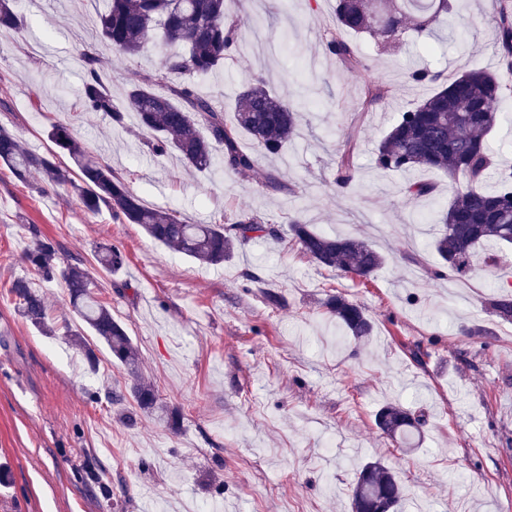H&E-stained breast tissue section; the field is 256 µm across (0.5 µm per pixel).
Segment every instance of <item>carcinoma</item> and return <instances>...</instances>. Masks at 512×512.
<instances>
[{
    "label": "carcinoma",
    "instance_id": "1",
    "mask_svg": "<svg viewBox=\"0 0 512 512\" xmlns=\"http://www.w3.org/2000/svg\"><path fill=\"white\" fill-rule=\"evenodd\" d=\"M451 11L448 0H336V35L327 41V48L345 68H361L363 62L344 34L367 33L396 41L410 24L417 36H428L436 18ZM97 25L101 42L120 54H140L157 31L169 48L161 67L129 86L119 104L112 99L98 49L91 46L78 51L85 71L79 96L83 109L103 113L113 126L123 123L125 113H135L142 144L153 154L175 153L185 166L203 172L215 164L219 151L226 168L246 174L256 167L257 157L242 150L240 132L249 134L260 151L271 157L282 155L296 136L299 111L272 95L260 79L242 87L230 121L224 108L199 91L196 80L223 69L236 50L239 23L226 15L224 0H106ZM21 28L15 0H0V33ZM496 47L497 74L474 68L444 78L426 68L412 71V82L434 88L399 115L375 152V166L382 172L434 169L465 179L440 213L439 233L430 243L443 266L435 272L440 279L449 272L465 276L476 248L486 242L512 245V169L499 168L497 152L487 140L499 123L494 104L512 90L502 79L512 72V0H500ZM48 138L56 150L38 154L20 137L0 128V164L22 181L37 173L40 189H64L89 213L108 206L119 222L140 225L155 241L202 265L224 264L252 238L279 237V229L258 216L230 224H193L172 212L149 207L112 168L85 151L73 125H52ZM59 150L68 154L71 164L58 160ZM354 152V139L349 136L336 165L335 182L341 188L355 181ZM290 228L291 241L319 266L366 279L385 264L383 255L365 238L322 233L300 218L292 219ZM23 258L34 277L59 280L67 288L70 303L91 337L72 330L66 335L83 351L89 369H97L96 350L104 346L126 369L127 390L139 411L178 430L180 413L158 401L154 385L140 372L133 339L112 317L110 306L96 296V284L83 261L61 264L59 243L36 232ZM95 260L111 274L119 272L125 262L122 250L114 244L98 246ZM10 293L22 318L46 336L57 335L45 298L31 280L13 281ZM489 306L497 317L512 320L511 292L498 291ZM324 307L354 341L371 336L372 322L359 304L332 293ZM375 424L406 451L415 447L422 427L419 417L395 403L377 410ZM402 501V487L384 462L362 466L353 490L352 512H398Z\"/></svg>",
    "mask_w": 512,
    "mask_h": 512
}]
</instances>
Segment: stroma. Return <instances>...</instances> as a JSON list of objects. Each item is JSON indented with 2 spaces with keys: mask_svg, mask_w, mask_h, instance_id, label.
<instances>
[{
  "mask_svg": "<svg viewBox=\"0 0 512 512\" xmlns=\"http://www.w3.org/2000/svg\"><path fill=\"white\" fill-rule=\"evenodd\" d=\"M240 22L239 47L199 89L225 113L249 79L298 106L302 119L280 157L254 171L213 166L188 171L156 157L134 134L115 133L99 112L75 113L84 71L79 48L96 38L102 0H18L19 32L0 35V126L47 153L51 125L75 122L85 147L152 207L197 224L256 215L283 239L254 238L234 258L209 267L152 240L109 208L87 214L61 190L39 191L0 166V512H350L358 468L381 458L404 488V512H512V321L487 297L512 280V247L500 268L474 258L469 277L436 279L429 242L455 186L446 172H417L432 196L401 193L403 173H382L375 149L399 114L424 94L409 73L496 70L499 0H454L448 18L422 42L381 46L351 35L365 67L345 69L329 54L335 0H224ZM164 49L149 42L128 57L106 52L112 97L158 68ZM387 100L364 110L368 83ZM356 131V180L334 182L345 135ZM277 171L282 186L266 187ZM301 215L328 234H363L386 258L371 278L328 270L291 246L289 220ZM37 226L60 243L61 258H82L101 299L123 322L141 371L162 401L179 408V431L147 416L127 426L131 403L108 395L123 367L101 351L97 371L64 335H40L22 319L10 284L31 272L22 259ZM120 246L114 276L94 248ZM283 303L269 307L266 292ZM335 291L365 308L368 340H349L321 302ZM473 335H466V328ZM399 401L422 415L419 449L403 452L376 427L375 412ZM108 486H101V478Z\"/></svg>",
  "mask_w": 512,
  "mask_h": 512,
  "instance_id": "35a3bbf8",
  "label": "stroma"
}]
</instances>
